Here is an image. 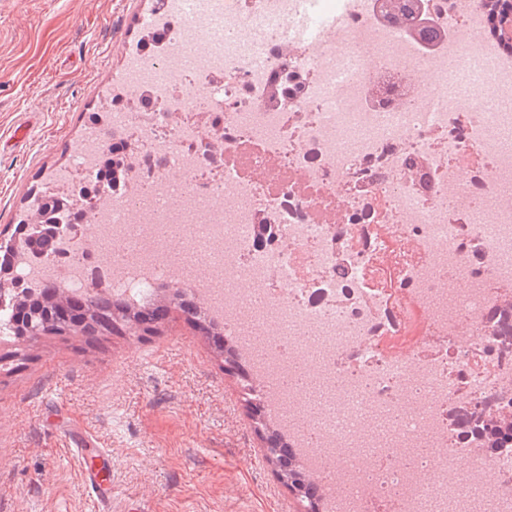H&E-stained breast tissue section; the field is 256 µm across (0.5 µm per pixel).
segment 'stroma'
I'll use <instances>...</instances> for the list:
<instances>
[{
	"label": "stroma",
	"instance_id": "stroma-1",
	"mask_svg": "<svg viewBox=\"0 0 512 512\" xmlns=\"http://www.w3.org/2000/svg\"><path fill=\"white\" fill-rule=\"evenodd\" d=\"M151 0H0V238L117 97ZM28 125L25 141L10 137ZM0 369V512H87L67 447L112 455L119 512H306L277 478L224 358L179 311L148 339L45 335Z\"/></svg>",
	"mask_w": 512,
	"mask_h": 512
}]
</instances>
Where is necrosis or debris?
<instances>
[{
  "label": "necrosis or debris",
  "instance_id": "necrosis-or-debris-1",
  "mask_svg": "<svg viewBox=\"0 0 512 512\" xmlns=\"http://www.w3.org/2000/svg\"><path fill=\"white\" fill-rule=\"evenodd\" d=\"M298 0H165L150 18L154 59L129 48L110 133L86 132L55 185L94 179L109 145L131 169L63 269L19 264L21 280L145 304L172 285L166 240L179 223L200 251L197 301L214 263L265 293L211 315L239 361V320L270 338L252 367L267 416L319 487L324 512H512V65L490 92L455 90L487 46L483 0H424L446 31L430 45L381 17L380 0H315L342 28L314 42L284 26ZM203 64L181 58L197 38ZM157 68L166 80L144 74ZM143 225L137 262L92 242ZM305 365L314 402L276 379ZM468 464L458 468V456Z\"/></svg>",
  "mask_w": 512,
  "mask_h": 512
}]
</instances>
